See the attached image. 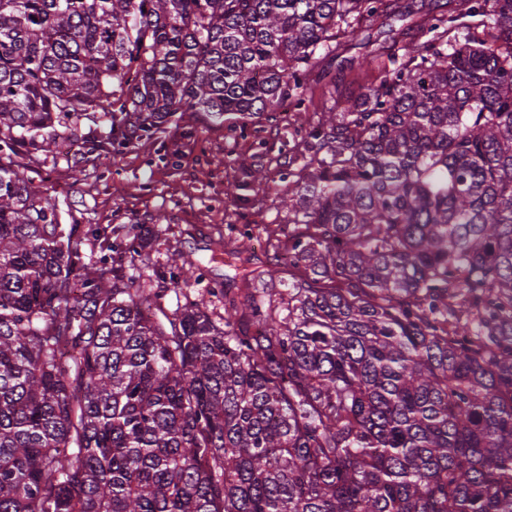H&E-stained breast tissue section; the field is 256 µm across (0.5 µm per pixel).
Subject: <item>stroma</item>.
Returning <instances> with one entry per match:
<instances>
[{"instance_id":"35a3bbf8","label":"stroma","mask_w":512,"mask_h":512,"mask_svg":"<svg viewBox=\"0 0 512 512\" xmlns=\"http://www.w3.org/2000/svg\"><path fill=\"white\" fill-rule=\"evenodd\" d=\"M371 39V44L356 42L347 51L354 63L339 73L345 93H358L360 86L381 78L365 58L372 44H387V28L373 30ZM300 135L298 125L285 121L251 125L242 133L199 112L184 122L164 124L152 144L133 142L118 154L53 148L42 154L40 163L20 160L19 171L55 198L62 223L134 226L144 253L158 269L182 254L207 262L220 281L225 254L237 245V226L250 225L254 238L265 241L254 256L266 264L274 258L268 241L287 235L278 206L279 176L293 159L287 141ZM258 157L268 162L274 180L257 201L241 202L233 183L243 174L234 161L251 163ZM161 212L167 223H157Z\"/></svg>"}]
</instances>
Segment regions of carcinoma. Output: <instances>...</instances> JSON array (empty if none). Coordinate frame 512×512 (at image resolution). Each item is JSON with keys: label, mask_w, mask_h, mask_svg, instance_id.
<instances>
[{"label": "carcinoma", "mask_w": 512, "mask_h": 512, "mask_svg": "<svg viewBox=\"0 0 512 512\" xmlns=\"http://www.w3.org/2000/svg\"><path fill=\"white\" fill-rule=\"evenodd\" d=\"M286 106L290 263L242 243L221 325L15 169ZM0 512H512V0H0ZM388 29L389 27L386 26L380 29L375 28L371 31V40L373 43L370 45L353 42V44L349 46V49L344 56L353 58V65L351 67L349 64L347 66L345 65L344 69L339 72L336 70V73H339L345 93L356 94L358 93L360 86L377 84L379 82L382 74L376 64L364 63V65L361 66L360 63L363 62L366 56L370 55L372 49L377 46L375 44L388 46L391 43V41L388 40Z\"/></svg>", "instance_id": "carcinoma-1"}]
</instances>
